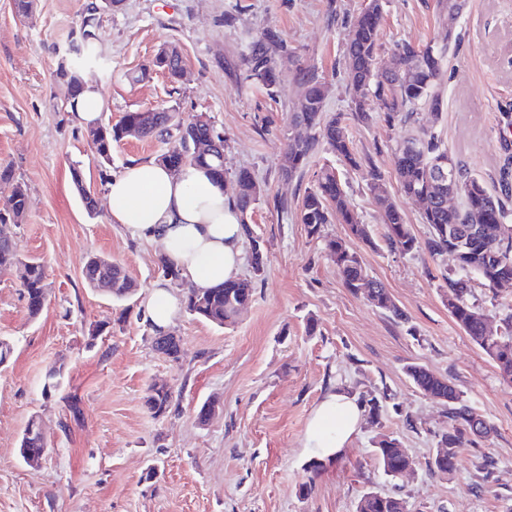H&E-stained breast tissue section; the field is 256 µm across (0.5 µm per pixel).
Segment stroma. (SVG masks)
Listing matches in <instances>:
<instances>
[{
    "mask_svg": "<svg viewBox=\"0 0 512 512\" xmlns=\"http://www.w3.org/2000/svg\"><path fill=\"white\" fill-rule=\"evenodd\" d=\"M87 2L36 0L34 15L22 18L14 0H0V162L27 187L16 240L24 257L45 264L48 285L32 318L14 272L0 271V341L12 347L0 364V512H356L367 491L398 494L409 512H512V388L448 312L443 276L460 269L450 255L435 261L423 249H391L366 188L370 170L379 169L412 233L426 240L429 227L396 180L395 131L349 116L344 55L367 0H123L100 13L103 62L82 77L104 97L101 123L155 106L176 108L186 121L205 114L224 140L227 173L248 169L263 190L249 228L264 247V272H241L253 283L251 303L224 328L181 312L170 330L182 349L176 363L154 349L140 312L165 275L160 245L111 223L106 206L88 215L72 180L80 171L85 185L105 194L86 131L64 109L67 86L55 76L72 55ZM383 4L380 64L392 62L398 43H442L437 0ZM264 33L278 38L273 57L282 74L269 90L246 80L243 64ZM168 43L180 49L185 77L142 75ZM300 68L327 83L326 114L346 116L362 163L338 172L373 245L343 224L313 237L300 222L305 189L334 158L320 143L301 172L289 178L280 170L294 134L288 114L301 92ZM439 89L441 120L423 111L421 124L435 127L512 207V0H468ZM281 199L287 208L278 207ZM332 239L360 255L405 320L345 287L327 255ZM95 254L120 263L138 284L131 299L113 300L85 283L83 263ZM412 363L447 377L492 428L461 450L451 473L428 468L448 408L415 388L405 373ZM158 381L175 390L162 417L146 403ZM335 386L360 399H389L312 480L304 432L314 405ZM214 399L219 413L200 421L201 406ZM34 416L52 445L36 470L19 455ZM381 434L397 438L414 461L394 484L374 455ZM305 482L311 490H302Z\"/></svg>",
    "mask_w": 512,
    "mask_h": 512,
    "instance_id": "stroma-1",
    "label": "stroma"
}]
</instances>
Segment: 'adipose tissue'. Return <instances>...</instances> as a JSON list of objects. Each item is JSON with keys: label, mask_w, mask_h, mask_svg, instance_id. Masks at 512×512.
<instances>
[{"label": "adipose tissue", "mask_w": 512, "mask_h": 512, "mask_svg": "<svg viewBox=\"0 0 512 512\" xmlns=\"http://www.w3.org/2000/svg\"><path fill=\"white\" fill-rule=\"evenodd\" d=\"M105 198L111 223L160 244L180 278L195 289L212 288L240 274L244 226L224 185L213 183L204 169L188 163L174 174L157 161H138L107 181ZM178 309V299L163 278L153 284L142 317L155 335L164 336ZM362 418L357 399L343 388H332L311 411L306 448L320 463H333Z\"/></svg>", "instance_id": "obj_1"}]
</instances>
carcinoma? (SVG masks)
Wrapping results in <instances>:
<instances>
[{"label": "carcinoma", "mask_w": 512, "mask_h": 512, "mask_svg": "<svg viewBox=\"0 0 512 512\" xmlns=\"http://www.w3.org/2000/svg\"><path fill=\"white\" fill-rule=\"evenodd\" d=\"M370 16H361L352 24L345 55L352 102V116L358 122L370 125L377 115L368 106V100L378 102L384 121L391 127L404 128L396 141L394 168L400 191L408 198L422 204V222L429 225V236L419 245L405 221L404 214L389 201L382 174L373 169L367 189L376 205L383 211L386 241L402 253L424 248L431 256L448 252L460 256L459 268L466 272L460 277L444 278L448 288V311L456 325L495 363L503 383L512 386V316L504 319V330L488 333L486 315L470 302V275L483 281L487 288H497L501 281L512 280V210L503 199L493 195L483 178L472 174L448 149L441 136L432 129L415 127L419 108H426L441 119L444 100L437 90L442 74L446 48L451 46L455 31L446 35V46L437 50L429 43L414 47L401 44L394 56V69L380 71L378 62V36L383 18V0H369ZM97 4H87L81 12L79 37L74 56L59 64L55 76L75 84L76 91L69 103L75 111V100L82 84L81 67L97 61L96 29ZM267 35L254 40L246 55V79L270 89L281 80L274 58L267 46ZM301 94L294 111L289 113V125L300 127L305 133L288 139L282 171L291 176L301 170L314 146L323 142L331 149L337 161L357 169L361 166L353 146L343 133L342 113L329 117L324 112L325 84L315 73H301L298 77ZM157 138L169 147L157 160L170 167L187 162L209 168L213 175L224 178V141L214 133L209 121L199 116L188 122L177 113L128 112L123 119L104 126V132L93 141V152L101 170V180L109 177L107 168L112 164L113 145L129 139ZM445 159L451 162L454 179L440 185L435 181L434 162ZM235 202L241 213L242 224L248 219L262 197V188L252 173L241 169L234 173ZM462 198V206L448 208V194ZM28 192L25 184L15 181L14 195L0 209V270L15 269L20 287L26 298L27 311L34 318L42 311L46 299V274L42 262L24 258L17 248L14 228L26 214ZM300 222L311 236L320 234L321 227L336 221L345 224L353 236L368 246L374 241L351 204L345 185L333 165H325L308 189L299 206ZM328 255L344 277L346 288L362 292L376 308L402 319L404 312L397 306L385 286L367 278L361 257L344 247L337 240L326 244ZM251 267L255 275L264 271V254L259 240L250 242ZM86 284L95 290H104L115 300H127L136 291V284L124 268L110 258L92 255L82 270ZM253 298L251 281L230 280L219 288L204 292L192 291L187 297V311L194 317L222 327L234 322L238 311ZM154 346L171 361L181 359L180 340L174 336H158ZM406 373L415 387L424 395L448 405V428L441 434L429 469L450 473L457 464L460 448L473 436H486L491 426L474 409L464 402L452 382L418 364H409ZM174 395L164 383L148 387L147 405L151 413L164 416L169 413ZM37 417H32L19 444L23 462H28L26 449L42 448L49 451L51 444L45 435L33 427ZM375 457L385 476L394 480L412 460L404 453L400 442L388 435L375 441ZM356 512H408L407 501L398 496L366 492L356 505Z\"/></svg>", "instance_id": "1"}]
</instances>
